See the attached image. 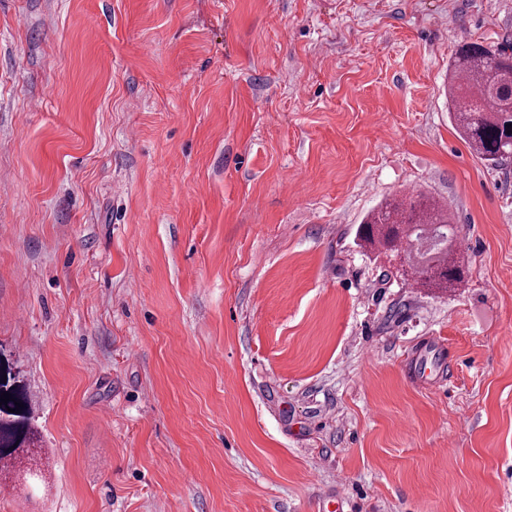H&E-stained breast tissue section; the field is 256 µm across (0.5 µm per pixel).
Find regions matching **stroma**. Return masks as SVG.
Returning a JSON list of instances; mask_svg holds the SVG:
<instances>
[{"label":"stroma","instance_id":"obj_1","mask_svg":"<svg viewBox=\"0 0 512 512\" xmlns=\"http://www.w3.org/2000/svg\"><path fill=\"white\" fill-rule=\"evenodd\" d=\"M471 42L512 49V0H0V358L43 457L0 512H512V158L453 127ZM410 188L464 287L357 245Z\"/></svg>","mask_w":512,"mask_h":512}]
</instances>
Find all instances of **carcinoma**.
Instances as JSON below:
<instances>
[{"mask_svg": "<svg viewBox=\"0 0 512 512\" xmlns=\"http://www.w3.org/2000/svg\"><path fill=\"white\" fill-rule=\"evenodd\" d=\"M448 106L459 136L484 161L498 164L512 156V54L478 43H465L448 68ZM358 237L378 250L408 251L415 282L423 288H455L465 280V262L453 242L457 231L448 208L423 193L386 201L358 227ZM0 477L20 466L25 478L41 480L38 433L26 384L0 358ZM23 408L16 409V403ZM13 412H8V409Z\"/></svg>", "mask_w": 512, "mask_h": 512, "instance_id": "cac0c4a2", "label": "carcinoma"}]
</instances>
